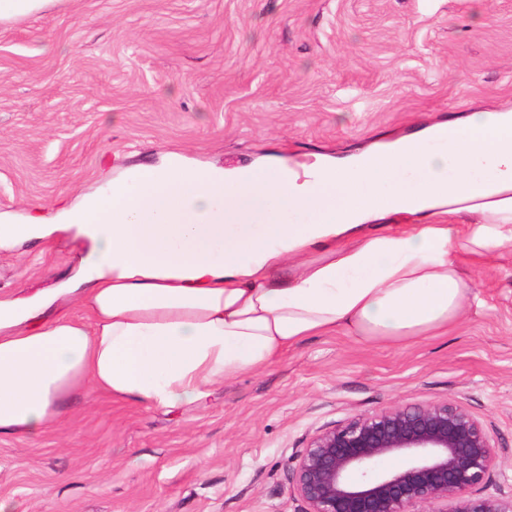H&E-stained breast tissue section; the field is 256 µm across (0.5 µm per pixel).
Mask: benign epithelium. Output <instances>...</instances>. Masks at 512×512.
<instances>
[{
	"instance_id": "obj_1",
	"label": "benign epithelium",
	"mask_w": 512,
	"mask_h": 512,
	"mask_svg": "<svg viewBox=\"0 0 512 512\" xmlns=\"http://www.w3.org/2000/svg\"><path fill=\"white\" fill-rule=\"evenodd\" d=\"M394 459L397 464L384 467ZM493 446L451 402L356 415L315 434L292 472L305 512H512V487L485 496Z\"/></svg>"
}]
</instances>
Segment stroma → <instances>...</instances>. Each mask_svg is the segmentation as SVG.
<instances>
[{"mask_svg":"<svg viewBox=\"0 0 512 512\" xmlns=\"http://www.w3.org/2000/svg\"><path fill=\"white\" fill-rule=\"evenodd\" d=\"M512 107V0H53L0 23V213L48 215L177 152L218 167L346 155ZM67 235L0 248V293L72 273ZM477 299L408 345L311 336L170 408L93 389L35 438L0 435V512H304L297 457L355 415L449 401L512 485V244Z\"/></svg>","mask_w":512,"mask_h":512,"instance_id":"stroma-1","label":"stroma"}]
</instances>
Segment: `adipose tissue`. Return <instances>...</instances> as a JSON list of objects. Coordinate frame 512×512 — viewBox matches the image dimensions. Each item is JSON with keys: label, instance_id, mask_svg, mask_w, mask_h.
<instances>
[{"label": "adipose tissue", "instance_id": "obj_1", "mask_svg": "<svg viewBox=\"0 0 512 512\" xmlns=\"http://www.w3.org/2000/svg\"><path fill=\"white\" fill-rule=\"evenodd\" d=\"M57 231L81 246L75 276L0 298V433L38 435L86 386L175 407L310 336L447 331L472 296L463 262L512 244V109L295 167L175 155L51 219L0 217V246Z\"/></svg>", "mask_w": 512, "mask_h": 512}]
</instances>
